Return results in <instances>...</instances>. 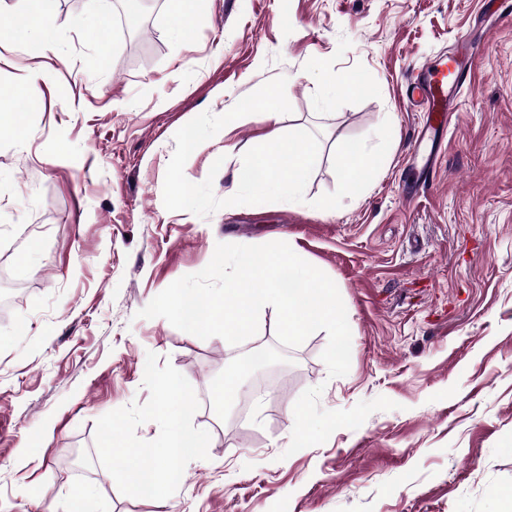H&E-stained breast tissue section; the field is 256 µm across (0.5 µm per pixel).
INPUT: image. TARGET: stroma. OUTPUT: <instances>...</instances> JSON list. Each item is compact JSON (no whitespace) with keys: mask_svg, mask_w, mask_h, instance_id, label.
Listing matches in <instances>:
<instances>
[{"mask_svg":"<svg viewBox=\"0 0 512 512\" xmlns=\"http://www.w3.org/2000/svg\"><path fill=\"white\" fill-rule=\"evenodd\" d=\"M121 0H59L54 49H6L0 86L43 76L26 135L0 132V512H512V14L505 0H203L177 37L149 0L142 42ZM470 37L472 78L438 144L431 187L402 184L424 124L412 73ZM287 79L292 112L245 116L184 167L235 194L242 156L292 130L319 141L305 200L202 218L163 204L176 131ZM390 120L372 183L340 208L336 146ZM218 173H211L214 161ZM282 241L336 284L351 330L330 377L326 331L295 347L276 312L256 341L280 367L207 414L243 348L139 312L217 244ZM178 380L201 437L177 460L179 491L143 495L111 440L159 449L158 386Z\"/></svg>","mask_w":512,"mask_h":512,"instance_id":"obj_1","label":"stroma"}]
</instances>
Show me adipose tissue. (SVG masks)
I'll return each instance as SVG.
<instances>
[{
	"instance_id": "obj_1",
	"label": "adipose tissue",
	"mask_w": 512,
	"mask_h": 512,
	"mask_svg": "<svg viewBox=\"0 0 512 512\" xmlns=\"http://www.w3.org/2000/svg\"><path fill=\"white\" fill-rule=\"evenodd\" d=\"M179 391L180 385L174 380L164 381L160 386L156 415L171 425L163 442V453L155 454L148 450L133 453L139 465L136 484L148 496L167 495L177 489L179 478L168 463L169 456H191L200 446L199 435L185 424L190 405L185 401L177 402Z\"/></svg>"
}]
</instances>
